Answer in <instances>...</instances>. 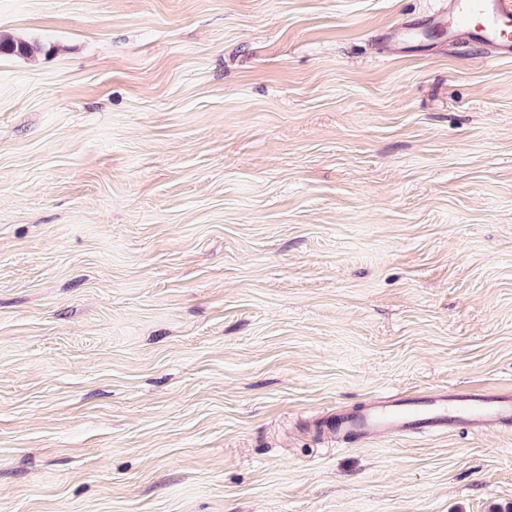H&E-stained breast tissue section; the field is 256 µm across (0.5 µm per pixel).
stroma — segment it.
<instances>
[{
  "instance_id": "obj_1",
  "label": "stroma",
  "mask_w": 512,
  "mask_h": 512,
  "mask_svg": "<svg viewBox=\"0 0 512 512\" xmlns=\"http://www.w3.org/2000/svg\"><path fill=\"white\" fill-rule=\"evenodd\" d=\"M444 0H0V512H503L512 426L339 443L512 388V58ZM437 29L451 43L471 44L485 57L512 54L511 0H448V9L421 21L389 28L383 41L397 53L425 32ZM39 49L38 44L24 39H15L9 36H0V54L32 56ZM512 424V391L476 388L391 393L324 420L338 442L386 434L445 435L456 429L489 431Z\"/></svg>"
}]
</instances>
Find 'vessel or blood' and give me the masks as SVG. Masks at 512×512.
<instances>
[{"instance_id":"1","label":"vessel or blood","mask_w":512,"mask_h":512,"mask_svg":"<svg viewBox=\"0 0 512 512\" xmlns=\"http://www.w3.org/2000/svg\"><path fill=\"white\" fill-rule=\"evenodd\" d=\"M437 29L449 42L471 44L487 57L512 54V0H448L447 10L389 28L383 40L397 53L425 32ZM512 424V391L476 388L391 393L324 420L343 442L386 434L445 435L456 429L484 432Z\"/></svg>"}]
</instances>
